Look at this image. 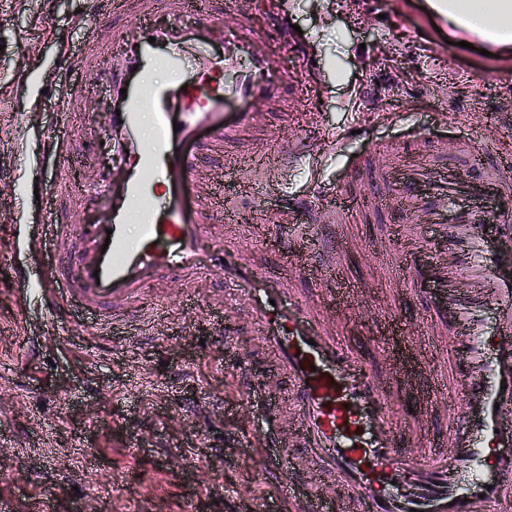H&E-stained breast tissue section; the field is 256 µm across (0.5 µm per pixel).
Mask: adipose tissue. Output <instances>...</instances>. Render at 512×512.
Returning a JSON list of instances; mask_svg holds the SVG:
<instances>
[{"label": "adipose tissue", "mask_w": 512, "mask_h": 512, "mask_svg": "<svg viewBox=\"0 0 512 512\" xmlns=\"http://www.w3.org/2000/svg\"><path fill=\"white\" fill-rule=\"evenodd\" d=\"M431 7L450 26L497 45L500 55L512 56V0H432Z\"/></svg>", "instance_id": "ef3b65f1"}]
</instances>
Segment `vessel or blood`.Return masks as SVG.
<instances>
[{"instance_id":"vessel-or-blood-1","label":"vessel or blood","mask_w":512,"mask_h":512,"mask_svg":"<svg viewBox=\"0 0 512 512\" xmlns=\"http://www.w3.org/2000/svg\"><path fill=\"white\" fill-rule=\"evenodd\" d=\"M142 19L131 29L116 28L111 40L91 38L81 55L91 84L103 85L113 109L87 114L84 127L101 126L112 143V162L97 166L93 181L73 189L69 164L61 161L51 186L27 193L22 217L39 213L45 239L31 241L46 251L49 279L33 281L18 271L22 286L37 287L52 316L68 323L79 306L106 336H151L163 310L145 308V287L164 276L184 280L218 277L243 298L263 347L289 382L295 433L283 444L268 433L247 450L266 457L268 478L281 489V512H512V275H503L504 257L482 230L498 218L512 235V213L499 210L512 200V165L496 159L466 137L455 145L413 138L409 145L381 144L387 156L379 178L409 217L403 233L412 288L425 295L437 330L447 335L450 383L437 394L459 400L462 409L449 435V452L411 451V439L391 423L393 394L415 387L417 379L396 336L397 319L385 322L390 373L377 374L364 348L340 340L301 296L293 281L305 275L327 284L325 306L350 311L355 289L342 274L341 243L324 237L317 220L341 223L351 200L339 195L320 210L316 198L292 196L282 210L297 225L290 244L265 227L261 246L280 252L274 266H261L242 251L241 208L229 199L203 201L198 184V152L238 144L259 126L253 106L297 96L303 70L285 69L289 47L282 21L255 30L232 7L217 10L206 0H141ZM194 24H186L188 14ZM163 65L170 81L150 86L149 74ZM234 81H222L224 71ZM152 107L156 135L145 142L140 117ZM306 141L285 146L282 158L296 166L309 160ZM422 153L419 164L407 153ZM279 158V159H282ZM279 159L268 158L267 167ZM72 210L97 212L88 224L65 219ZM140 229L130 236L128 223ZM433 230L430 259H422L415 217ZM223 234H216V224ZM68 240L48 250V240ZM466 288H459V281ZM496 311L488 332L486 312ZM230 368L240 394L260 386L254 362ZM302 456H294V449ZM346 495L321 492L323 481Z\"/></svg>"}]
</instances>
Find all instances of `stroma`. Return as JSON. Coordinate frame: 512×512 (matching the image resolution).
<instances>
[{"label":"stroma","mask_w":512,"mask_h":512,"mask_svg":"<svg viewBox=\"0 0 512 512\" xmlns=\"http://www.w3.org/2000/svg\"><path fill=\"white\" fill-rule=\"evenodd\" d=\"M139 2L118 0L112 22L91 25L82 0H0V497L16 512H41L47 496L55 512H236L262 492L266 512H277L280 491L262 458L240 448L270 424L238 396L224 367L234 355L256 361L278 398L287 396L288 381L263 349L243 299L216 277L162 280L143 294L144 306L164 312L160 330L109 352L91 328L71 338L14 274L22 267L47 275L42 254L26 246L40 232L37 220L19 221L30 147L59 132L72 154L85 156L88 182L94 164L112 155L105 133L88 136L60 119L61 89L83 86L79 114L107 91L86 84L79 69L57 76V63L78 55L89 36L108 39L113 27L138 24ZM237 9L254 25L275 13L299 25L308 78L298 98L276 108L257 104L263 122L238 151H201L204 194L240 197L250 223L261 225L268 207L291 192L318 185L321 202H335L339 171L352 156H367L350 187L359 201L337 228L358 298L347 314L318 312L337 336L365 345L381 373L388 364L378 325L397 317L421 389L432 387L445 374L439 362L448 339L408 278L392 277L387 267L404 258L395 240L400 208L370 197L385 165L373 146L401 141L413 125L426 135H467L512 162V123L501 118L512 113V58L464 48L463 33L450 32L427 0H239ZM354 125L363 134L347 136ZM304 138L315 141L314 163L277 176L233 160L237 152L260 159L282 141ZM221 307L239 327L229 347L208 332ZM420 391L397 400L393 424L421 432L423 447L448 449L459 405L422 399Z\"/></svg>","instance_id":"stroma-1"}]
</instances>
